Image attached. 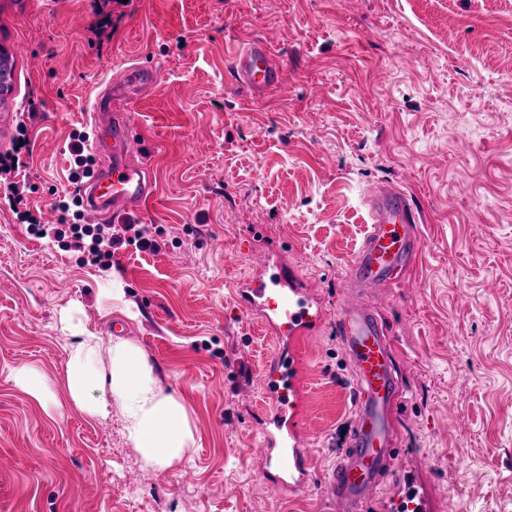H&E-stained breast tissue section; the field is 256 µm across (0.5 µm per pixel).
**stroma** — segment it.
Listing matches in <instances>:
<instances>
[{"mask_svg": "<svg viewBox=\"0 0 512 512\" xmlns=\"http://www.w3.org/2000/svg\"><path fill=\"white\" fill-rule=\"evenodd\" d=\"M111 38L91 0H0L13 65L0 113L27 127L28 210L55 224L72 133L131 66L154 79L113 100L139 131L156 195L119 223L158 252L111 266L31 235L0 204V512H322L324 486L273 495L250 449L268 410L272 342L239 310L238 281L281 251L328 307L370 222L369 195L404 192L423 248L373 301L403 388L404 458L383 490L424 487L434 512H512V0H116ZM266 43L282 79L233 92L229 57ZM120 280L124 302L103 311ZM107 337L122 320L196 429L189 461L145 466L119 414L43 408L18 369L63 395V307ZM303 446L317 472L353 424L351 368L332 323L300 340Z\"/></svg>", "mask_w": 512, "mask_h": 512, "instance_id": "stroma-1", "label": "stroma"}]
</instances>
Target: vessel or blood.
<instances>
[{
	"label": "vessel or blood",
	"mask_w": 512,
	"mask_h": 512,
	"mask_svg": "<svg viewBox=\"0 0 512 512\" xmlns=\"http://www.w3.org/2000/svg\"><path fill=\"white\" fill-rule=\"evenodd\" d=\"M236 87L261 94L277 85L279 69L266 44L255 42L230 62ZM94 159L82 185V200L102 217L141 213L154 197L148 169L135 160L138 133L126 113L112 109V100L98 98L89 114ZM371 224L348 266L345 286L369 288L396 281L421 255L414 229L415 212L396 190L375 193L369 200ZM237 302L263 335L275 343L265 364L263 394L272 406L263 416L253 457L271 466L267 485L280 495L307 486L313 474L300 417L303 367L296 344L332 319L353 373L354 431L344 453L323 476L324 512H367L400 452L394 434V410L401 399L391 340L377 309L364 297L346 300L327 311L305 281L275 251L239 284ZM409 512H431L425 490L409 487L395 498Z\"/></svg>",
	"instance_id": "b4317fda"
}]
</instances>
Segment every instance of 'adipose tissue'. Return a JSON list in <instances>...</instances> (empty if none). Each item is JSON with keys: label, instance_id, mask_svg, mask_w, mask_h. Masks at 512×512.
Masks as SVG:
<instances>
[{"label": "adipose tissue", "instance_id": "1", "mask_svg": "<svg viewBox=\"0 0 512 512\" xmlns=\"http://www.w3.org/2000/svg\"><path fill=\"white\" fill-rule=\"evenodd\" d=\"M71 305L60 311L67 346L66 396L75 410L107 417L118 411L129 441L146 465L164 471L186 461L196 432L186 405L164 392L144 349L126 339H104L84 324Z\"/></svg>", "mask_w": 512, "mask_h": 512}]
</instances>
